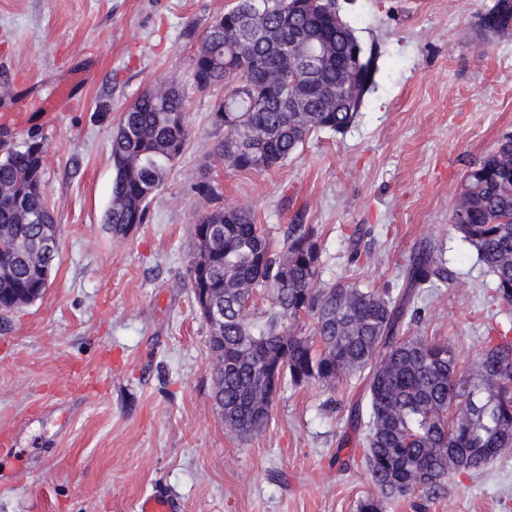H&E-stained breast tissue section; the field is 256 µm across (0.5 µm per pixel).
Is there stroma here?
I'll list each match as a JSON object with an SVG mask.
<instances>
[{
  "instance_id": "stroma-1",
  "label": "stroma",
  "mask_w": 512,
  "mask_h": 512,
  "mask_svg": "<svg viewBox=\"0 0 512 512\" xmlns=\"http://www.w3.org/2000/svg\"><path fill=\"white\" fill-rule=\"evenodd\" d=\"M233 2L0 0V155L43 141L58 246L42 298L0 313V512H137L157 491L179 512H357L372 495L360 436L338 446L363 376L285 388L253 438L218 415L186 268L193 225L219 206L250 208L275 248L302 215L331 284L394 294L418 247L440 250L457 278L420 294L408 331L448 340L467 367L487 324L508 319L451 226L468 172L512 136V30L479 24L494 0H336L379 56L377 87L346 132L315 131L262 173L216 159L224 90L192 78L204 28ZM65 82L71 100L52 108ZM161 84L184 93L188 139L147 223L117 236L112 133ZM423 512H512V452L450 477Z\"/></svg>"
}]
</instances>
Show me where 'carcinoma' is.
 Wrapping results in <instances>:
<instances>
[{"mask_svg": "<svg viewBox=\"0 0 512 512\" xmlns=\"http://www.w3.org/2000/svg\"><path fill=\"white\" fill-rule=\"evenodd\" d=\"M336 0L296 7L293 0H235L204 31L193 58L200 90L224 86L212 111L224 138L215 156L242 171L285 165L316 130L342 133L376 87L377 56L347 96L352 64L350 25L334 23ZM484 29L512 30V0H494L480 18ZM320 34L329 60L308 86L269 79L288 47L289 30ZM306 99L311 111L290 112ZM188 136L182 91L147 89L124 113L112 135V205L105 223L115 234L146 222L148 208ZM41 142L30 138L0 158V239L13 248L0 254V309L39 300L49 285L55 257H32L30 243L56 238L57 224L45 194ZM512 138L500 143L468 174L466 218L452 227L474 248L492 274L494 297L512 306ZM321 248L312 224H290L275 251L251 210L218 207L194 225L188 260L193 299L207 290L224 311V326L209 329L210 352L224 351V424L242 436H258L272 407L253 405L265 371L278 368L282 386H333L367 376L364 405L349 409L347 426L362 431L366 467L380 497H367L358 512H384L383 500L435 493L448 480V458L467 461L465 471L485 468L512 448V322L488 337L476 370L459 365L446 341L408 335L421 319L416 289L450 283L456 272L425 245L403 271L396 294L353 284L321 281ZM269 308L256 310V290ZM311 319L306 336L288 328ZM457 415L448 418V408Z\"/></svg>", "mask_w": 512, "mask_h": 512, "instance_id": "carcinoma-1", "label": "carcinoma"}]
</instances>
